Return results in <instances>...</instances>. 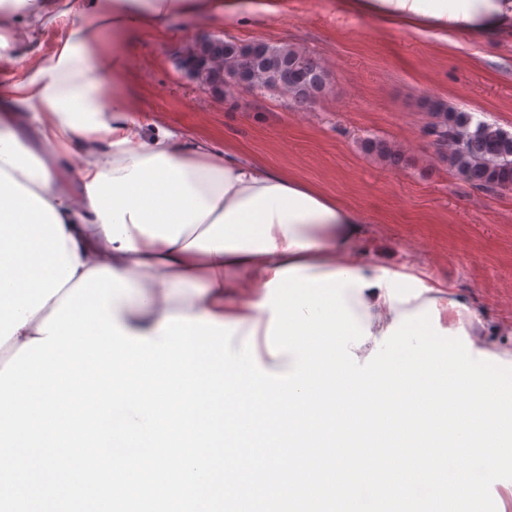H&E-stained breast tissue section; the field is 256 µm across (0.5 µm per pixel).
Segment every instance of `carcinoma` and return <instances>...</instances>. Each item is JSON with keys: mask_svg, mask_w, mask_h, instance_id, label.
Segmentation results:
<instances>
[{"mask_svg": "<svg viewBox=\"0 0 512 512\" xmlns=\"http://www.w3.org/2000/svg\"><path fill=\"white\" fill-rule=\"evenodd\" d=\"M216 48L224 50L226 93L249 84L257 92L283 90L304 104L320 97L327 87V72L289 45L220 40ZM422 107L430 117L426 134L435 139L438 160L477 189L512 190L511 132L494 124H475L470 113L440 98L427 96ZM363 149L392 166L402 161V153L383 140L365 139Z\"/></svg>", "mask_w": 512, "mask_h": 512, "instance_id": "obj_1", "label": "carcinoma"}]
</instances>
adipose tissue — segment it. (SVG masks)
<instances>
[{"label":"adipose tissue","mask_w":512,"mask_h":512,"mask_svg":"<svg viewBox=\"0 0 512 512\" xmlns=\"http://www.w3.org/2000/svg\"><path fill=\"white\" fill-rule=\"evenodd\" d=\"M0 20V51L43 23L56 0H22ZM378 24L439 30L454 44L512 36V0H339ZM238 17L234 0H87L74 38L55 62L0 87V407L18 395L26 359L43 371H80L94 353L108 366L138 360L166 371L204 343L247 331L280 337L297 353L292 379L273 347L251 344L241 360L249 392L283 400L314 369L363 375L349 356L373 336L392 337L391 363L423 337L441 349L448 317L438 284L366 263L361 213L315 186L242 159L239 151L147 136L130 95L104 97L92 47L100 28L116 39L160 29L175 14ZM39 106L34 134L23 107ZM78 155L75 167L59 165ZM414 292L394 293L400 282ZM247 298L233 303L236 291Z\"/></svg>","instance_id":"obj_1"}]
</instances>
